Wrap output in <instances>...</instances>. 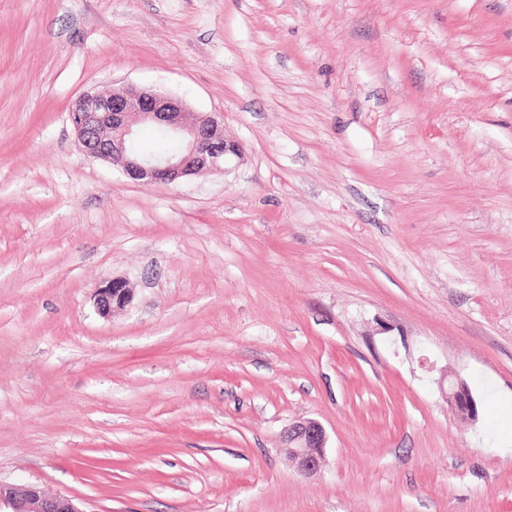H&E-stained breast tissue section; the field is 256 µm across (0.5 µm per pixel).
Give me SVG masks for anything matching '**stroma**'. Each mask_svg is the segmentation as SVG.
Listing matches in <instances>:
<instances>
[{"label":"stroma","instance_id":"1","mask_svg":"<svg viewBox=\"0 0 512 512\" xmlns=\"http://www.w3.org/2000/svg\"><path fill=\"white\" fill-rule=\"evenodd\" d=\"M127 85L242 159L163 185L85 157L72 101ZM504 402L512 0H0V481L84 512H512ZM308 418L312 475L282 450ZM133 299L132 289L128 282L115 278L99 288L95 298L96 310L101 316H109L117 308L129 305ZM448 403L462 416L474 418L477 415L476 402L468 387L461 381L450 386ZM326 442V431L319 422L300 420L288 428L282 449L300 473L310 475L317 473L321 467Z\"/></svg>","mask_w":512,"mask_h":512}]
</instances>
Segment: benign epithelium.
Instances as JSON below:
<instances>
[{"label":"benign epithelium","mask_w":512,"mask_h":512,"mask_svg":"<svg viewBox=\"0 0 512 512\" xmlns=\"http://www.w3.org/2000/svg\"><path fill=\"white\" fill-rule=\"evenodd\" d=\"M69 118L79 149L93 159L120 165L133 180L171 184L203 171H223L231 157L241 158L240 147L224 138V127L210 113L194 112L179 98L154 88L133 86L110 93L85 92L71 105ZM164 127L181 144L176 153L141 155L130 148L139 126ZM133 299L128 282L115 278L99 288L97 312L106 317ZM448 403L469 418L477 415L476 402L463 382L450 386ZM327 436L315 420L293 423L283 439V450L297 470L310 475L322 464ZM0 512H85L73 499L45 494L39 487L17 488L0 481Z\"/></svg>","instance_id":"obj_1"}]
</instances>
